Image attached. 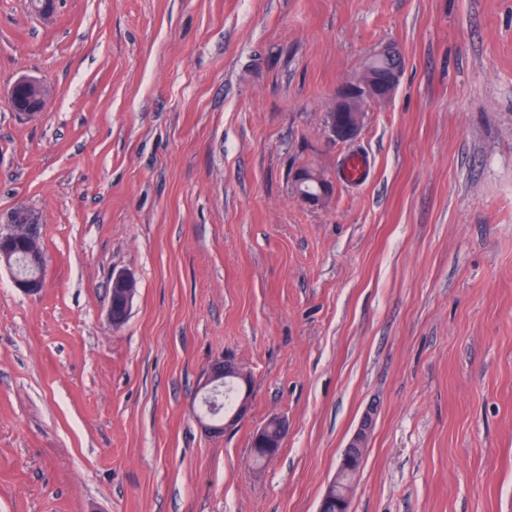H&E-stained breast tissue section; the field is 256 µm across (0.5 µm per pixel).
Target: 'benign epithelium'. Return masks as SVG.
<instances>
[{"label":"benign epithelium","mask_w":512,"mask_h":512,"mask_svg":"<svg viewBox=\"0 0 512 512\" xmlns=\"http://www.w3.org/2000/svg\"><path fill=\"white\" fill-rule=\"evenodd\" d=\"M401 74L402 67L397 64L381 69L371 61L353 81L339 87L336 90L333 112L329 113L331 135L336 139L354 137L364 125L367 107L387 101L396 90ZM21 88L31 93V100L24 103L17 100V92ZM53 95L54 90L43 81L22 76L12 87L9 103L13 108L33 117L45 110ZM295 191L301 200L309 203H323L331 197L330 184L321 175L313 172L296 174ZM15 211L25 216V223L18 224L10 219L6 220L7 228L0 231V264L11 271L16 288L26 294L36 295L46 287V258L44 252L37 248L41 238V218L23 204L16 206ZM22 258L33 271L24 272L20 269L19 261ZM136 292L137 282L130 274L120 271L112 276L111 296L114 303L110 304L108 310L112 325L120 326L125 323ZM229 378L239 383L241 398L232 412L222 413L219 419L205 424L206 428L217 433L237 428L245 419L250 407V375L228 356L216 360L210 366L204 383L205 392L215 391ZM372 426V413L368 412L344 448L336 476L329 482V486L333 487L342 476L347 475L350 478L348 491L339 497L332 494L331 489L327 490L321 501L322 508L318 509V512H324L323 506L333 502L340 505L336 512H348L349 500L364 461ZM272 430L276 431L277 439L281 442L287 431L286 423L278 417L270 418L263 427L253 433V445L259 448L269 447L268 435Z\"/></svg>","instance_id":"1"}]
</instances>
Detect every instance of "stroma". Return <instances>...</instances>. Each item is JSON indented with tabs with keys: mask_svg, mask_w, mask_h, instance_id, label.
<instances>
[{
	"mask_svg": "<svg viewBox=\"0 0 512 512\" xmlns=\"http://www.w3.org/2000/svg\"><path fill=\"white\" fill-rule=\"evenodd\" d=\"M388 45L392 98L334 139ZM20 203L47 285L0 268V512H317L370 408L351 512H512V0H0V225ZM227 354L251 408L213 434ZM403 68L393 64L386 69L367 63L353 81L339 87L329 129L336 139L354 137L362 128L371 104L387 101L396 90ZM20 88H25L31 93V100H29V92L24 90L20 93V99L22 102L16 99L17 92ZM54 95V90L41 80L22 76L20 77L12 87L9 103L15 108L19 109L25 115L33 117L41 112H44L49 100ZM29 100V101H28ZM295 176V191L298 197L309 203H323L331 197L330 184L320 175L313 172H306ZM300 171V172H301ZM111 288L108 316L113 326H120L125 323L129 315L137 292V282L130 274L120 271L112 276ZM112 296L114 304L112 303ZM232 378L239 383L241 388V398L238 401L236 408L228 413L238 394V385L234 381H225L224 379ZM250 375L241 369L237 363L230 357L224 356V359L216 360L207 371V378L204 383V393H210L218 389L224 382V397L226 391H231L233 394V401L229 406L224 402V414H209L211 417L219 416V420H212L204 417L210 423H205V427L217 433H225L231 431L239 426L248 414L251 393H250ZM275 429L277 433V439L282 445V441L285 437L287 427L286 423L280 419L279 417L270 418L263 427L257 429L252 436L253 445L259 447L260 449L253 450L252 448V462L255 466H262L267 459L265 458L266 452L261 448H271L269 447L268 435L269 432Z\"/></svg>",
	"mask_w": 512,
	"mask_h": 512,
	"instance_id": "obj_1",
	"label": "stroma"
}]
</instances>
